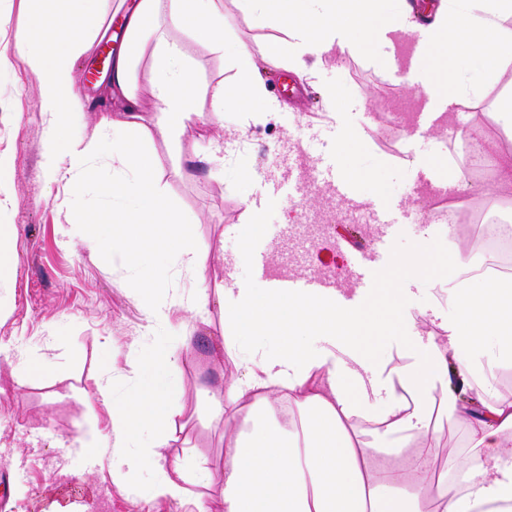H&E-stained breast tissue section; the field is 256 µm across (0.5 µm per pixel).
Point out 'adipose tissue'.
<instances>
[{"mask_svg":"<svg viewBox=\"0 0 512 512\" xmlns=\"http://www.w3.org/2000/svg\"><path fill=\"white\" fill-rule=\"evenodd\" d=\"M33 11L12 40L0 41V69L24 59L37 81L38 107L48 123L43 154L47 179L81 181L95 176L94 160L113 154L124 169L106 192L112 206L86 216L92 250L124 256L140 272L146 332L170 324V308L156 299L152 256L172 253L189 271L203 273L191 231L154 184V161L142 148L151 134L179 137L199 121L194 67L168 28L189 31L215 53H223L224 0H137L124 16L126 41L109 72L108 91L119 107L99 116L94 133L73 135L72 116L86 111V97L73 77L75 60L106 34L111 0H31ZM255 24L274 23L280 34L266 39L264 60L302 69L306 58L347 48L356 37L390 46V33L416 37L411 70L419 92L448 108L480 102L503 65L512 63V0H438L424 21L410 0H240ZM165 15L166 28H147ZM149 55L151 114L137 92L136 59ZM215 114L246 107L255 122L274 119L279 105L264 83L248 77L232 93L213 92ZM439 288L451 308L446 342L424 341L416 327L394 341L401 358L390 367L375 362L362 339L370 330L363 313L340 305L335 289L292 296L266 288L256 295L232 288L209 294L198 288L185 307L207 309L218 300L224 315V355L242 371L213 399L212 412L225 422L243 420L244 430L226 437L224 457L214 462L191 453L170 467L156 468L146 486L155 498L185 497L186 477L209 486L215 470L224 482L218 499L195 498V512H512V455L503 447L512 431V400L499 397L491 377L497 340L512 355V278L476 271L456 254ZM246 336H275L272 353L244 350ZM191 349L155 342L139 356L140 383L121 400L110 379L96 378L93 394L111 402L108 434L93 425L68 440L85 458L110 453L117 479L134 481L145 459L158 456L172 439L186 409L182 384L172 372ZM295 405L300 417L285 421L270 401ZM444 411L466 425L470 455L454 473L437 470L432 459L441 437L431 426ZM385 438L363 440L357 420ZM429 446L414 453L413 439Z\"/></svg>","mask_w":512,"mask_h":512,"instance_id":"adipose-tissue-1","label":"adipose tissue"}]
</instances>
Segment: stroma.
Segmentation results:
<instances>
[{
  "instance_id": "stroma-1",
  "label": "stroma",
  "mask_w": 512,
  "mask_h": 512,
  "mask_svg": "<svg viewBox=\"0 0 512 512\" xmlns=\"http://www.w3.org/2000/svg\"><path fill=\"white\" fill-rule=\"evenodd\" d=\"M224 15L223 55L189 32H170L196 67L204 122L174 144L153 137L146 149L156 159L167 201L192 229L205 279L197 281L169 256L157 298L170 305L173 326L151 336L143 328L136 272L121 259L93 254L72 214L77 194L90 208L111 205L102 185L112 176L111 158L98 161L99 180H48L37 85L23 59L0 71V157L9 163L0 181V225L16 261L10 289L0 294V512H195L192 497L218 496V473L210 488L188 485L184 501L132 495L113 479L111 459H87L61 442L92 422L101 432L110 430L111 406L94 397L93 377L110 376L112 395L120 397L138 381L140 350L155 340L185 341L193 356L177 373L197 411L192 419L178 418L176 439L164 454L170 460L189 448L222 458L224 423L212 417L210 406L237 374L224 358V317L218 305L198 316L183 302L201 283L215 289L233 280L252 293L262 287L251 262L240 259L233 231L248 221L247 203H254L264 227L257 248L271 262L290 260L294 275H317L327 266L348 278L355 257L352 234L370 231L385 256L373 266V286L361 311L371 321L393 317L398 334L405 317L414 315L421 336L442 342L447 331L441 322L420 315L435 301L436 290L415 285L394 264L422 251L431 260L424 276L433 281L454 251L477 245L467 228L449 234L436 214L441 197L427 191L419 166L433 160L453 164L464 185L457 200L466 207L512 201V186L473 178L463 139L474 127L501 134L494 102L512 90V66L500 71L478 104L430 120L427 99L399 63L414 52L412 36L396 39L390 58L360 45L324 55L293 75L259 53L272 28L256 26L238 0H224ZM242 43L282 107L277 120L264 125L245 112L230 111L220 119L212 112V88L240 78L234 50ZM196 152L220 158L176 174L174 157ZM345 169L356 175L353 193L359 201L351 207L330 186L331 172ZM338 224L343 234H336ZM22 362L50 369L31 377L19 371Z\"/></svg>"
}]
</instances>
